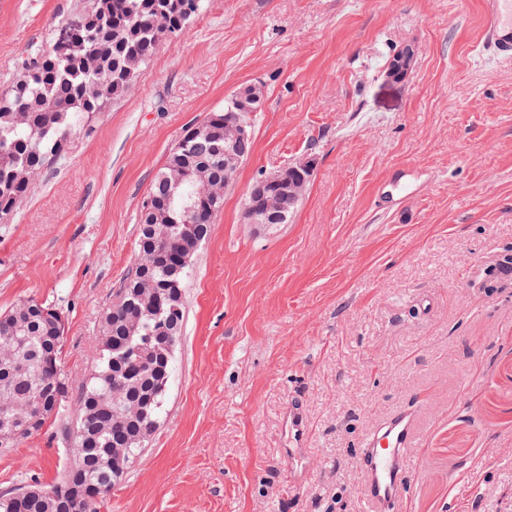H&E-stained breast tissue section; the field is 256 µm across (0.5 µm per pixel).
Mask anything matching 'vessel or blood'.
Segmentation results:
<instances>
[{
  "label": "vessel or blood",
  "instance_id": "b4317fda",
  "mask_svg": "<svg viewBox=\"0 0 512 512\" xmlns=\"http://www.w3.org/2000/svg\"><path fill=\"white\" fill-rule=\"evenodd\" d=\"M483 53L498 62L512 61V0H482ZM420 410L412 406L390 415L361 442L363 512H404L417 450Z\"/></svg>",
  "mask_w": 512,
  "mask_h": 512
}]
</instances>
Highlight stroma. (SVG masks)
<instances>
[{
	"mask_svg": "<svg viewBox=\"0 0 512 512\" xmlns=\"http://www.w3.org/2000/svg\"><path fill=\"white\" fill-rule=\"evenodd\" d=\"M89 7L0 0V96L28 46L51 50ZM483 35L480 0H205L0 219V313L59 308L82 381L155 174L236 89L264 91L193 257L164 410L97 512H357L360 441L411 404L406 512H512V63L482 55ZM406 46L411 72L388 78ZM305 157L288 222L247 223L253 181ZM404 168V204L375 206ZM67 464L49 420L0 454V492Z\"/></svg>",
	"mask_w": 512,
	"mask_h": 512,
	"instance_id": "obj_1",
	"label": "stroma"
}]
</instances>
